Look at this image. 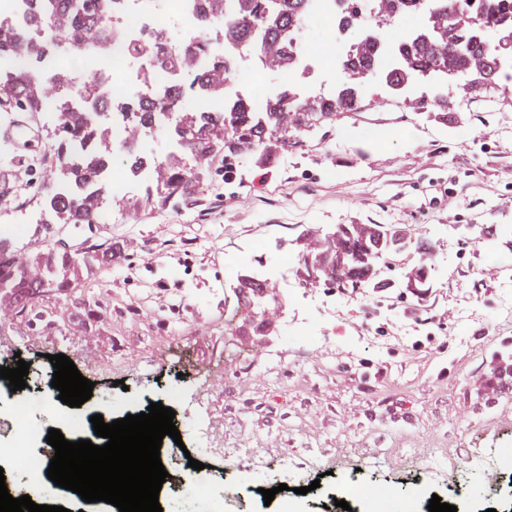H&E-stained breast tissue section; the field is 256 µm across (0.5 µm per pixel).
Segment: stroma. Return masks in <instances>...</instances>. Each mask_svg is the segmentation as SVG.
Masks as SVG:
<instances>
[{"label":"stroma","instance_id":"stroma-1","mask_svg":"<svg viewBox=\"0 0 512 512\" xmlns=\"http://www.w3.org/2000/svg\"><path fill=\"white\" fill-rule=\"evenodd\" d=\"M448 124L413 104H366L305 134L298 148L271 155L258 167L249 155L210 162L204 185L164 206L113 204L114 220L86 226L44 224L70 249L89 235L107 239L112 263H92L66 288H37L0 319V365L21 358L43 380L50 356H68L94 378L88 411L119 415L127 400L194 395L195 372L166 357L178 336L197 360L211 359L224 334V260L247 244L279 239L268 281L274 294L272 345H287L295 318L321 324L327 349L252 376L225 375L212 405L213 446L202 477L219 476L222 442L260 440L295 458L318 449L328 460L350 448H512V80L472 90L444 88L433 106ZM392 140L378 142L379 134ZM52 155L15 164L8 210L24 204L35 216L54 190ZM339 224H402L427 242L426 299L407 288L349 292L306 284L295 254L301 234ZM507 225L488 238L486 225ZM468 228V238L454 234ZM296 289L299 307L282 294ZM152 356L150 367L130 358ZM113 361L112 371L97 364ZM491 512H512L497 488L475 489L462 476L440 489Z\"/></svg>","mask_w":512,"mask_h":512}]
</instances>
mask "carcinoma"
<instances>
[{
	"label": "carcinoma",
	"instance_id": "cac0c4a2",
	"mask_svg": "<svg viewBox=\"0 0 512 512\" xmlns=\"http://www.w3.org/2000/svg\"><path fill=\"white\" fill-rule=\"evenodd\" d=\"M225 0H196L201 24L224 15ZM239 22L224 33L230 43H247L261 32L260 51L266 67L285 72L291 61L288 31L304 15L307 0H235ZM385 16L399 19L416 10L417 0H384ZM482 24L512 35V0H482L477 5ZM112 0H29L28 24L10 34L0 36V55L17 54L26 58L43 55L49 47L35 43L31 31L48 22L60 41L75 48H93L107 56L112 50L110 12ZM429 28L418 40L401 46L402 68L393 82L399 84L410 77L426 78L442 70L450 73L481 75L483 80L495 79L497 58L479 35L460 18L448 17V6L435 5L429 11ZM376 36L370 32L362 37L358 49L344 65V78L369 72L376 61ZM197 52L186 51L174 61L184 72L196 73L197 89L209 100L224 99V85L230 78L225 57L216 56L210 66L196 71ZM76 76L69 70L58 71L49 80L39 78L34 69H18L9 78H0V98L25 104L40 112L50 103L65 97ZM182 94L181 86L165 88L153 99L115 101L108 96L100 108L112 111L118 107L133 112L137 126L130 129L127 146L130 172L144 166L155 169L158 181L167 196L184 192L189 186L185 160L207 164L220 152L224 157L243 151L266 154L273 146L280 151L295 144L303 131L316 129L332 121L336 115L356 111L360 104L351 88L345 86L334 97H320L316 105L296 97L294 88L285 85L266 104V111H255L250 100L240 98L228 109L197 110L178 117L172 136L180 145L177 153L164 157H146L135 145L138 132L153 124L156 113L172 106ZM57 163L52 169L55 184L66 186L64 193L48 197V213L62 224H95L98 221L100 194L110 192L102 184L103 174L112 162V138L103 124L90 120L78 107L63 105L58 109L54 128ZM298 262L310 282L334 279L341 288H390L393 282L383 276L388 259L406 253L411 248L408 231L400 224H338L319 236L298 240ZM93 261L79 254L53 253L43 265H33L28 259L8 249L0 241V263H9L20 294L31 288L60 286L68 282L78 268ZM402 279L408 288L426 285L425 262L412 263L402 269ZM242 295L268 293L267 280L243 275L238 282Z\"/></svg>",
	"mask_w": 512,
	"mask_h": 512
}]
</instances>
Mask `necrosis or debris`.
I'll return each instance as SVG.
<instances>
[{"label":"necrosis or debris","mask_w":512,"mask_h":512,"mask_svg":"<svg viewBox=\"0 0 512 512\" xmlns=\"http://www.w3.org/2000/svg\"><path fill=\"white\" fill-rule=\"evenodd\" d=\"M304 18V23L296 26L289 34L293 66L285 75L287 83L303 88L315 86L323 66L330 61L342 64L355 48L361 30L374 26L382 30L378 41V63L369 79L355 87V96L362 99L374 92L384 98L412 97L411 83L395 86L389 83L387 76L400 68L401 58L397 46L416 36L423 19L422 14L416 13L400 20L392 34L383 31L388 21L383 15L381 0H363L362 8L354 19L345 13V0H309ZM319 18L328 19L330 27L323 38L316 42L309 37L306 23ZM236 22L237 14L230 5L225 7L223 16L203 27L198 22L191 0H114L112 27L118 39L108 56L61 44L35 60L34 68L41 73L52 72L62 62L78 55L84 61V73L94 75L99 83L107 85L112 96L130 100L161 94L169 83L179 82L183 93L174 108L161 111L156 123L140 135V146L148 151L156 137L165 132L172 112L193 108L197 102L194 75L175 72L170 66L160 67L154 84L143 83L142 73L149 64L146 47L156 38H164L168 55L172 58L186 47L200 46L198 64L203 69L208 67L214 54L230 56L234 68L228 80L229 85H248L251 99L258 104L264 101L268 87L260 80L264 64L256 43L230 46L224 42L225 29L233 27ZM244 309L238 296H225L224 344L211 366L199 373L201 384L194 399V419L200 440L204 443L209 441L211 434L208 414L214 398L209 386L211 378L223 373L225 367L230 365L252 368L260 363L257 350L244 347L233 335L231 324ZM12 399V420L18 448L9 462L24 470L29 479L41 488L45 504L57 505L66 497L67 491L55 486L48 478V459L31 454L28 448L31 439L44 434L43 428L31 422V409L39 407L51 417L62 421L64 428L69 429V439L73 442L79 439L78 432L82 423L67 411L58 390L52 386H45L36 397L31 396L29 389L25 388L13 393ZM351 454L372 471L388 468L391 455H398L402 466L418 471L423 481L431 485L448 484L458 475L473 470L494 477L512 472V448H471L463 455L444 451L425 453L417 448H401L395 452L388 448H355ZM224 457L230 469L238 468L247 472L258 488L262 487L270 469L276 468L292 475L304 469L315 470L322 465L321 458L316 455L299 462L285 455L271 454L265 448H243L237 444L225 448Z\"/></svg>","instance_id":"necrosis-or-debris-1"}]
</instances>
